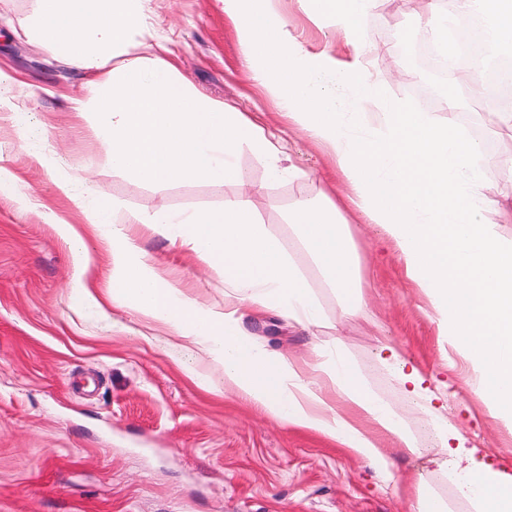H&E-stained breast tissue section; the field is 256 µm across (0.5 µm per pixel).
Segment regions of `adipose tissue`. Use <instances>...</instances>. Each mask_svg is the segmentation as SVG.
Wrapping results in <instances>:
<instances>
[{
  "label": "adipose tissue",
  "instance_id": "1",
  "mask_svg": "<svg viewBox=\"0 0 512 512\" xmlns=\"http://www.w3.org/2000/svg\"><path fill=\"white\" fill-rule=\"evenodd\" d=\"M150 2L37 0L32 41L89 76L84 94L70 99V111L92 115L113 168L142 183L244 182L236 156L245 146L267 161L271 176H280L282 146L261 125L200 94L166 54H124L143 31ZM222 2L254 82L289 122L331 149L345 183L342 197L325 196L317 206L302 201L290 213L297 238L336 290L340 321L363 313L361 259L340 219L348 209L395 242L407 277L425 292L449 341L478 373L475 394L493 416L512 419V244L492 220L512 208V150L487 174L480 144L458 130L456 101L438 123L421 104L388 99L371 81L370 41L361 22L376 0H303L347 35L353 53L343 64L311 55L288 37L266 0ZM340 88L378 103L374 134L359 135L363 113L337 111ZM55 186L108 247L105 286L76 280L80 303L154 321L208 360V367L185 368L202 389H211L213 373H221L225 390L269 418L335 441L382 471L392 466L382 438L401 452H416L417 438L398 408L373 393L356 365L327 361L319 347L303 363L266 349L242 327L244 312L273 306L302 326L320 317L298 265L258 221L251 192L217 210L176 214L130 210L68 175L57 176ZM136 226L223 271V308L206 306L164 277L135 246ZM457 491L477 499L480 512H512V482L487 470L469 469Z\"/></svg>",
  "mask_w": 512,
  "mask_h": 512
}]
</instances>
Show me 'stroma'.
I'll list each match as a JSON object with an SVG mask.
<instances>
[{
  "label": "stroma",
  "instance_id": "stroma-1",
  "mask_svg": "<svg viewBox=\"0 0 512 512\" xmlns=\"http://www.w3.org/2000/svg\"><path fill=\"white\" fill-rule=\"evenodd\" d=\"M459 0H426L416 8L377 0L364 18L374 46L370 70L386 96L418 101L427 81L403 56V38L430 37L438 15ZM36 0H0V67L38 86L33 125L48 129V162L26 148V131L0 112V164L15 181L0 186V512H414L408 476L445 500L449 512H477L460 497L454 471L480 466L512 476V423L493 417L467 385L474 372L449 343L424 291L404 274L395 245L382 229L348 214L363 259L366 316L337 327L336 291L296 238L288 215L300 200L321 204L333 169L328 147L288 123L276 100L252 81L237 31L217 0H152L148 31L127 51L151 55L164 44L181 76L212 101L254 113L287 143L281 167L292 175L272 181L266 161L242 148L236 162L254 186L258 220L278 236L303 269L322 323L308 329L274 308L247 315L244 325L264 346L295 358L315 347L342 350L380 398L395 403L417 436L416 455L393 452L391 476L349 456L322 437L289 428L234 394L209 393L184 374L199 352L171 347L168 332L151 320L114 311L105 327L92 309L72 299L76 279L69 241L57 223L83 228L81 211L54 186L59 170L87 179L93 189L149 212L219 208L241 188L230 182L175 181L142 185L112 170L93 122L74 117L70 97L86 77L27 35ZM276 23L310 52L349 61L343 34L306 12L299 0H272ZM470 74L448 73L447 87L468 91L457 109L464 135L482 128L496 152L511 140L498 111L470 94ZM151 255L181 289L210 305L224 302V274L163 238L138 233ZM399 347L439 397L440 432L407 394L379 354L380 342Z\"/></svg>",
  "mask_w": 512,
  "mask_h": 512
}]
</instances>
